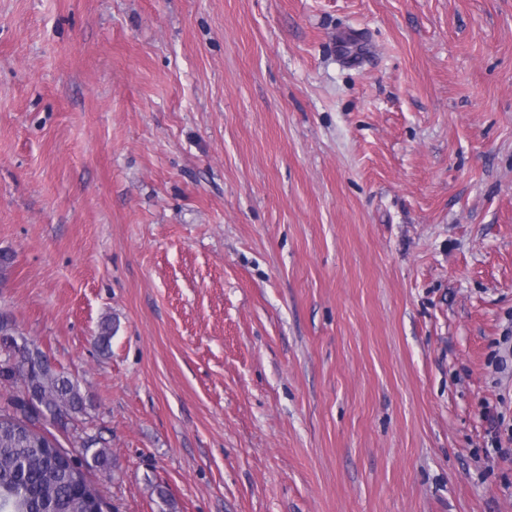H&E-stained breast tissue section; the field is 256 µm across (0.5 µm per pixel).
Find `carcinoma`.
Returning <instances> with one entry per match:
<instances>
[{
  "label": "carcinoma",
  "mask_w": 512,
  "mask_h": 512,
  "mask_svg": "<svg viewBox=\"0 0 512 512\" xmlns=\"http://www.w3.org/2000/svg\"><path fill=\"white\" fill-rule=\"evenodd\" d=\"M26 346L14 360L0 363V377L21 382L39 411L18 397L12 411L0 413V512H107L102 496L87 483L83 469L107 468L108 454L98 449L78 460L39 427L48 417L61 424L85 412L77 381Z\"/></svg>",
  "instance_id": "obj_1"
}]
</instances>
